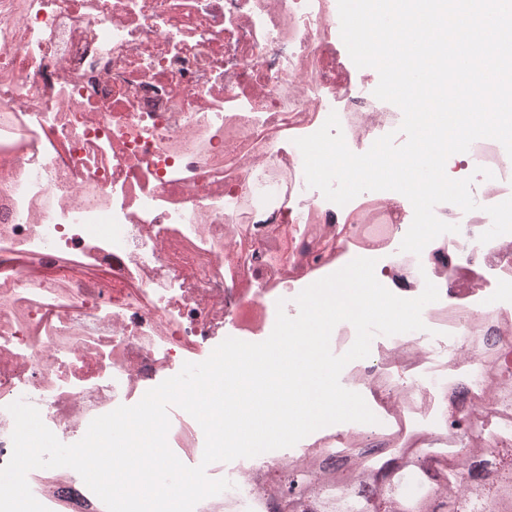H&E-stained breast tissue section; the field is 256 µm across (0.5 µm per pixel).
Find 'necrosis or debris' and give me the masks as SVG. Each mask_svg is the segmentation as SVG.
I'll use <instances>...</instances> for the list:
<instances>
[{"label": "necrosis or debris", "mask_w": 512, "mask_h": 512, "mask_svg": "<svg viewBox=\"0 0 512 512\" xmlns=\"http://www.w3.org/2000/svg\"><path fill=\"white\" fill-rule=\"evenodd\" d=\"M1 15L0 466L17 397L75 443L226 338L267 339L277 302L297 316V295L353 250L397 296L439 291L424 330L374 336L340 375L376 423L212 463L232 486L194 512H270L256 476L275 483L273 462L312 454L375 471L417 448L455 476L476 433L493 469L512 446V407L491 397L512 365V234L479 237L487 207L512 197L500 142L448 158L478 208L437 205L460 230L417 256L400 249L413 211L387 192L339 206L306 182L295 141L330 113L353 153L405 141L371 70L341 56L336 0H0ZM169 418L170 449L199 465V423ZM27 480L49 512H106L72 468Z\"/></svg>", "instance_id": "obj_1"}]
</instances>
